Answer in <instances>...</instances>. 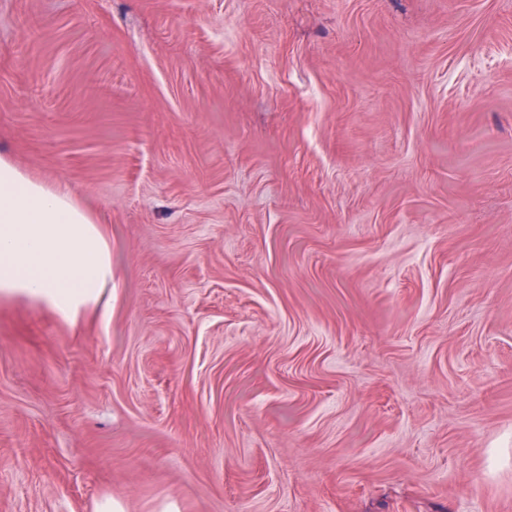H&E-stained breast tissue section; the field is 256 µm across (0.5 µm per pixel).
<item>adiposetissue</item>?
<instances>
[{"mask_svg":"<svg viewBox=\"0 0 512 512\" xmlns=\"http://www.w3.org/2000/svg\"><path fill=\"white\" fill-rule=\"evenodd\" d=\"M111 293L101 226L67 192L0 156V296L43 304L74 323Z\"/></svg>","mask_w":512,"mask_h":512,"instance_id":"ef3b65f1","label":"adipose tissue"}]
</instances>
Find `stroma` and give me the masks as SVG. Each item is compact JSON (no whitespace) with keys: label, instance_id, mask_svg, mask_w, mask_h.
Here are the masks:
<instances>
[{"label":"stroma","instance_id":"35a3bbf8","mask_svg":"<svg viewBox=\"0 0 512 512\" xmlns=\"http://www.w3.org/2000/svg\"><path fill=\"white\" fill-rule=\"evenodd\" d=\"M0 154L112 251L0 512H512V0H0Z\"/></svg>","mask_w":512,"mask_h":512}]
</instances>
